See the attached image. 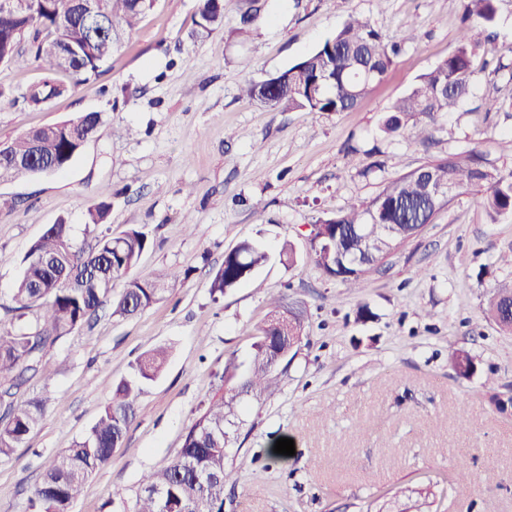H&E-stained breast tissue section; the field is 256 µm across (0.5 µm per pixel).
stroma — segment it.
Masks as SVG:
<instances>
[{
    "instance_id": "stroma-1",
    "label": "stroma",
    "mask_w": 512,
    "mask_h": 512,
    "mask_svg": "<svg viewBox=\"0 0 512 512\" xmlns=\"http://www.w3.org/2000/svg\"><path fill=\"white\" fill-rule=\"evenodd\" d=\"M199 0H155L100 74L47 112L12 103L37 68L0 64V141L86 112L105 122L62 172L0 184L15 207L0 211V325L13 322L12 289L31 243L57 222L74 242L95 243L87 209L112 202L110 227H135L151 241L135 269L175 267L188 276L137 317L102 314L48 344L5 408L48 401L39 425L0 460V512H34L41 474L95 423L114 385L153 347L169 357L140 398L136 418L110 462L84 485L70 512H133L142 476L167 465L200 408L223 389L224 361L252 351L271 296L307 310V335L275 390L241 408L227 449L238 476L224 512H512V335L484 316L495 285L512 278V215L489 222L477 191L459 193L432 224L388 256L380 273L348 290L310 254L313 224L371 201L392 179L424 162L473 149L512 167L496 144L512 112L487 111L512 96V0H500L493 31L473 57L471 93L429 143L419 131L383 139L391 105L459 39L448 0H224V24L193 39ZM258 7L249 35L242 15ZM352 15L370 18L405 44L386 78L354 112H274L240 88L287 69L332 37ZM193 221L195 232L185 223ZM262 239L270 261L212 300L208 284L225 252ZM295 267L277 257L283 242ZM476 371L457 375L455 350ZM293 439L291 456L274 453ZM467 449L464 490L442 481ZM495 470L496 484L482 481Z\"/></svg>"
}]
</instances>
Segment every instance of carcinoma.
Returning <instances> with one entry per match:
<instances>
[{
	"label": "carcinoma",
	"mask_w": 512,
	"mask_h": 512,
	"mask_svg": "<svg viewBox=\"0 0 512 512\" xmlns=\"http://www.w3.org/2000/svg\"><path fill=\"white\" fill-rule=\"evenodd\" d=\"M498 0H448L461 11L462 33L457 45L413 88L389 109L381 132L387 137L418 127L431 137L441 119L466 98L473 82L472 56L487 28L497 17ZM107 25L90 38L87 22L74 14L72 0H45L39 12L0 15V63L19 67L36 65L40 78L21 89L13 100L29 109L48 111L55 100L99 75L114 48L152 9L154 0H101ZM224 23V0H200L192 35L208 36ZM73 46L72 56L60 60L47 49L55 40ZM415 39L414 30L387 41L367 19L350 16L336 32L316 49L270 80L269 109L286 112L309 109L316 112H348L381 81L400 53L402 45ZM103 123L102 114L89 112L67 120V126L52 132L45 128L26 131L10 142L11 155L0 157V183L44 176L66 168L81 151L80 140L94 137ZM42 141L33 154L31 143ZM435 179L457 190L481 192L480 204L489 221L512 215V169H500L486 179L484 158L473 149L450 153L426 163ZM445 205L430 204L422 175L406 173L390 181L369 203L353 204L333 217L314 225L310 248L324 274L345 288L354 290L369 275L379 271L370 261L357 268L345 257L363 251L358 225L368 218L379 224H395L412 234L415 224L434 220ZM112 202L102 200L88 208L87 225L108 224ZM149 245L147 235L131 228L112 237L107 228L95 244L77 246L70 225H50L35 240L21 260V272L13 289V310L30 311L33 319L21 326H0V396L11 394L24 383L25 373L34 370L39 354L54 342L85 325L109 307L112 316H134L180 285L186 274L164 268L148 278L132 275ZM269 260L257 240L246 239L224 256V263L212 275L209 293L213 299L237 287ZM512 281L493 289L486 317L501 331L512 333ZM282 361L296 352L283 351L282 337L270 316L255 330L252 352L243 361L229 358L224 364L228 389L214 395L187 429L182 448L166 466L148 472L141 479L135 512H224V486L236 483L233 470L226 468V448L239 427L235 408L244 399L259 400L275 387L282 373L272 365L275 353ZM167 358V350L154 347L144 352L134 374L120 380L108 403L90 430L61 450L44 471L35 492L38 512H69L86 480L112 458L136 418V403L143 385L154 380ZM461 377L475 371L466 350L452 355ZM47 401L36 400L29 407L0 415V458L10 457L42 419Z\"/></svg>",
	"instance_id": "cac0c4a2"
}]
</instances>
